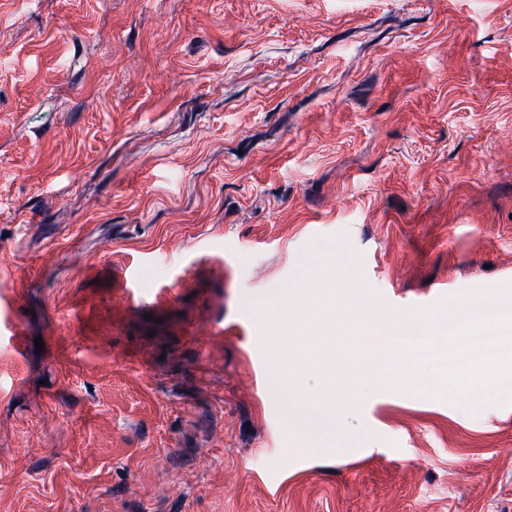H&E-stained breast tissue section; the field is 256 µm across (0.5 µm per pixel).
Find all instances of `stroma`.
<instances>
[{"label": "stroma", "mask_w": 512, "mask_h": 512, "mask_svg": "<svg viewBox=\"0 0 512 512\" xmlns=\"http://www.w3.org/2000/svg\"><path fill=\"white\" fill-rule=\"evenodd\" d=\"M348 266L512 290V0H0V512H512L506 389L273 371Z\"/></svg>", "instance_id": "stroma-1"}]
</instances>
